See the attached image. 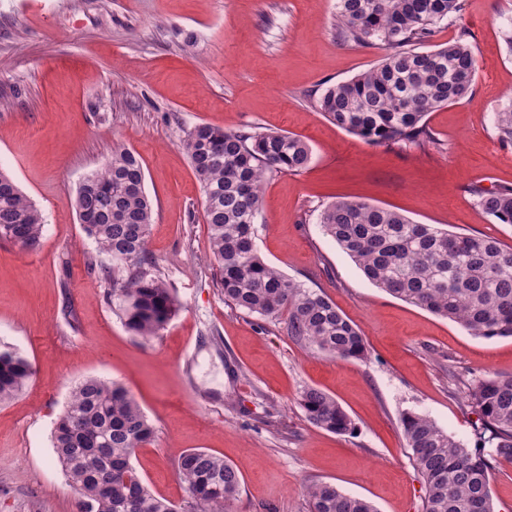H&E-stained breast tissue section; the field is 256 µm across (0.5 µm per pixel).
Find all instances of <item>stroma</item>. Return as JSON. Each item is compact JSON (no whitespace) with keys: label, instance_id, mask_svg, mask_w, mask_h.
Masks as SVG:
<instances>
[{"label":"stroma","instance_id":"1","mask_svg":"<svg viewBox=\"0 0 512 512\" xmlns=\"http://www.w3.org/2000/svg\"><path fill=\"white\" fill-rule=\"evenodd\" d=\"M512 0H465L479 61L472 92L427 115L440 148L373 146L329 122L322 90L374 67L384 51L336 37V0H0V168L42 211L37 247L0 240V344L32 364L0 403V512H77L51 432L74 386L122 383L154 427L132 463L151 492L187 500L177 460L202 448L241 478L231 512H308L331 483L378 512H423L425 488L400 425L422 414L467 447L476 378L512 376V339H484L376 288L317 222L339 197L419 224L512 247L467 189L512 186V146L494 117L512 97L504 31ZM254 127L306 141L311 163L268 176L256 246L283 275L324 292L361 332L366 359L340 360L288 335L287 315L225 303L211 262L204 194L181 146L186 130ZM138 158L154 202L148 249L182 308L157 336L131 335L106 298L110 259L86 237L77 187L113 146ZM309 387L333 397L354 433L311 424Z\"/></svg>","mask_w":512,"mask_h":512}]
</instances>
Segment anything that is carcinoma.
I'll return each mask as SVG.
<instances>
[{
  "label": "carcinoma",
  "mask_w": 512,
  "mask_h": 512,
  "mask_svg": "<svg viewBox=\"0 0 512 512\" xmlns=\"http://www.w3.org/2000/svg\"><path fill=\"white\" fill-rule=\"evenodd\" d=\"M465 0H337L336 31L346 43L386 50L370 70L323 89L316 100L337 127L370 145L436 148L425 117L465 98L478 69L461 28L457 40L428 51L440 24L462 21ZM498 140L512 145V100L495 114ZM183 150L203 188L211 258L224 302L250 314L288 312V335L339 359H363L367 348L353 324L320 290L270 267L255 245L262 185L273 172L300 173L309 144L290 134L255 128L224 131L206 125L185 132ZM136 156L112 148L104 166L86 176L73 201L80 223L112 264L103 268L112 311L133 335H157L182 308L147 247L154 206ZM476 205L498 224L512 225V187L472 190ZM326 235L378 288L460 324L485 339L512 337V247L485 235L417 224L365 201L340 198L318 214ZM41 210L0 171V240L39 244ZM32 374L29 359L0 348V403ZM483 430L468 448L427 417L406 413L401 427L425 487L423 512H493L494 464L512 462V377L485 376L470 385ZM313 425L343 435L352 419L316 388L300 397ZM154 429L117 382L89 377L73 390L52 433L64 474L79 494V512H228L241 491L238 471L203 449L181 454L177 470L189 489L182 506L153 495L132 464ZM310 512H377L369 501L331 483L312 486Z\"/></svg>",
  "instance_id": "carcinoma-1"
}]
</instances>
